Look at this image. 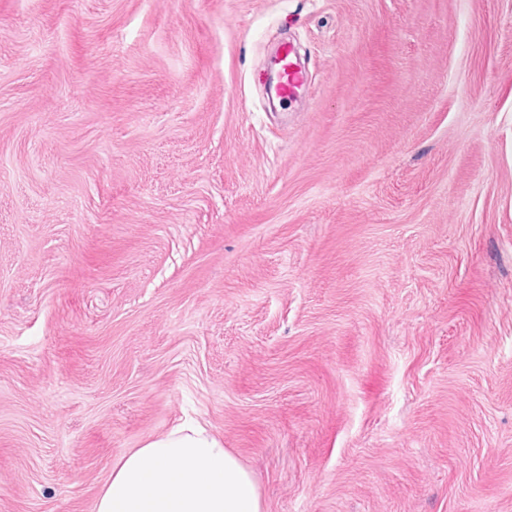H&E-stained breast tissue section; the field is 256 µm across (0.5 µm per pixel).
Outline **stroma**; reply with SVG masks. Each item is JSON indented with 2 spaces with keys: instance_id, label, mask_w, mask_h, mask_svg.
<instances>
[{
  "instance_id": "obj_1",
  "label": "stroma",
  "mask_w": 512,
  "mask_h": 512,
  "mask_svg": "<svg viewBox=\"0 0 512 512\" xmlns=\"http://www.w3.org/2000/svg\"><path fill=\"white\" fill-rule=\"evenodd\" d=\"M192 421L264 512H512V0H0V512ZM292 52H288V56ZM279 97L283 102H289L296 94L307 90L304 72L294 60L292 54L288 57V64L282 66L277 76Z\"/></svg>"
}]
</instances>
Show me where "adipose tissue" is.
Listing matches in <instances>:
<instances>
[{
  "label": "adipose tissue",
  "mask_w": 512,
  "mask_h": 512,
  "mask_svg": "<svg viewBox=\"0 0 512 512\" xmlns=\"http://www.w3.org/2000/svg\"><path fill=\"white\" fill-rule=\"evenodd\" d=\"M95 512H263L249 471L200 425L178 426L123 452Z\"/></svg>",
  "instance_id": "obj_1"
}]
</instances>
